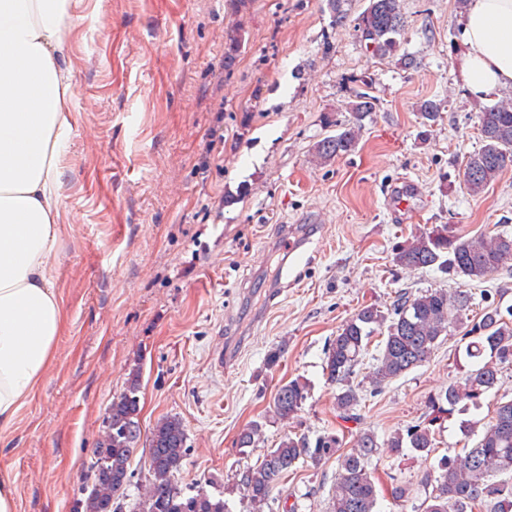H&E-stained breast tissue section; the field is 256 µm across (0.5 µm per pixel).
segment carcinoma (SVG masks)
I'll return each instance as SVG.
<instances>
[{
    "label": "carcinoma",
    "instance_id": "1",
    "mask_svg": "<svg viewBox=\"0 0 512 512\" xmlns=\"http://www.w3.org/2000/svg\"><path fill=\"white\" fill-rule=\"evenodd\" d=\"M405 27L400 0H369L355 22L356 32L381 59L396 57L398 36ZM398 58V57H396ZM404 67L416 65L406 54L398 58ZM375 111L374 100L362 92L354 94L350 105L354 122L341 126L314 147V156L324 162L353 152L361 122ZM422 123L431 126L439 117L438 104L424 100L417 106ZM480 148L471 153L463 168V181L476 196L512 163V103H496L478 113ZM512 260V236L507 233L466 237L447 224L427 228L395 248L394 263L408 271L434 268L444 274L482 281ZM471 296L466 290L448 292L446 288L403 293L390 312L364 306L342 324L325 352V371L336 384L338 416L357 421L360 405L358 388L352 383L356 366L378 331L386 330L379 343L378 364L371 373L373 390L422 365L448 329L463 324ZM465 347L467 370L462 384L450 386L432 399L437 412L451 415L457 410L480 408L481 398L499 383L503 365L512 364V307L490 305L467 329ZM139 381L133 376L126 390L112 401L102 438L97 442L91 462V486L80 500L83 512H122L119 499L130 485L129 460L140 437L138 422ZM305 383L295 379L280 385L273 397V413L283 421L294 418L307 399ZM483 431L478 441L463 452L440 461L437 473L422 480L432 492L421 502L420 512H478L488 507L493 512H512V399L498 401L488 422L469 424L470 432ZM262 436V424L255 421L237 439L241 448H253ZM436 447L435 432L425 424L408 427L383 442L365 431L357 444L339 453L340 439L327 434L315 444L295 433H286L270 448L256 466L241 474L242 496L249 512H264L272 500L277 481L288 474L300 459L320 460L338 455L330 512H381L376 489L373 457L379 448L399 454L405 448L429 454ZM187 454L185 426L178 418H167L149 436V468L144 492L136 512H231L221 494L200 488L188 494L176 475Z\"/></svg>",
    "mask_w": 512,
    "mask_h": 512
}]
</instances>
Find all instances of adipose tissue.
Segmentation results:
<instances>
[{
  "mask_svg": "<svg viewBox=\"0 0 512 512\" xmlns=\"http://www.w3.org/2000/svg\"><path fill=\"white\" fill-rule=\"evenodd\" d=\"M73 4L0 0V430L34 397L66 323L49 266L71 133ZM462 26L469 92L512 89V0H469Z\"/></svg>",
  "mask_w": 512,
  "mask_h": 512,
  "instance_id": "1",
  "label": "adipose tissue"
}]
</instances>
